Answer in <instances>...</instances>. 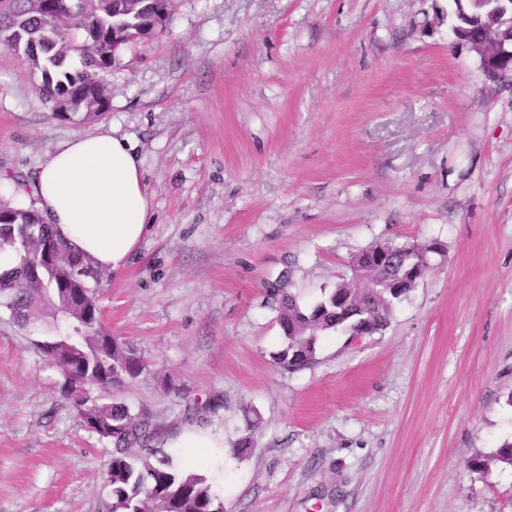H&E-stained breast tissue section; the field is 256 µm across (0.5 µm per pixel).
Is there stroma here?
I'll list each match as a JSON object with an SVG mask.
<instances>
[{
	"label": "stroma",
	"mask_w": 512,
	"mask_h": 512,
	"mask_svg": "<svg viewBox=\"0 0 512 512\" xmlns=\"http://www.w3.org/2000/svg\"><path fill=\"white\" fill-rule=\"evenodd\" d=\"M452 7L172 0L93 118L52 117L0 47L1 177L104 127L135 148L154 222L96 297L150 369L114 396L224 512H512V74L485 76ZM387 240L443 246L387 328L277 364L272 285L313 304ZM60 381L0 311V512H109L112 446Z\"/></svg>",
	"instance_id": "35a3bbf8"
}]
</instances>
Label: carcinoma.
<instances>
[{
	"label": "carcinoma",
	"mask_w": 512,
	"mask_h": 512,
	"mask_svg": "<svg viewBox=\"0 0 512 512\" xmlns=\"http://www.w3.org/2000/svg\"><path fill=\"white\" fill-rule=\"evenodd\" d=\"M45 7L34 9L29 0H8L0 7V30L15 35L10 51L23 57L42 73L36 86L37 98L53 109L56 98L78 96L82 105L101 111L105 95L95 100L87 90L103 87L100 74L112 69L116 60L113 44L125 39L124 29L147 30L151 18L171 14L170 0H152L149 9L139 12L131 2L120 15L112 16V2L103 0L94 8L99 20L88 28V18L69 14L65 0H42ZM457 24L494 20L488 8L471 0H453ZM79 66H69L72 55ZM393 264L382 275H373L375 288H352L336 284L330 293L310 307L301 306L283 288H272L277 298L278 320L283 332L279 364L299 368L315 360L320 338L339 329L356 335L357 329L336 313V295L346 296L360 315L371 319L378 330L386 328L396 297L382 284L387 277L401 276L410 265L414 245L387 243ZM11 254L15 264L0 271V304L9 310L12 322L28 330L40 325L43 339L34 346L50 365L61 371V397L70 404L88 427L112 444L107 483L112 487L111 512H224L223 502L206 478L174 466L172 459L150 446L153 432L141 412L102 394L135 382L149 365L134 345L113 336L104 326L92 285L99 283L102 271L83 264L80 301L69 305L65 322L58 311L66 305L70 260L77 257L48 224L22 206H0V254Z\"/></svg>",
	"instance_id": "1"
}]
</instances>
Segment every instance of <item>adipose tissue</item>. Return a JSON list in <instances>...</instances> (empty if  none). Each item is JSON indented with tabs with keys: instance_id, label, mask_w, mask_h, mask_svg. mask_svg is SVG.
I'll use <instances>...</instances> for the list:
<instances>
[{
	"instance_id": "obj_1",
	"label": "adipose tissue",
	"mask_w": 512,
	"mask_h": 512,
	"mask_svg": "<svg viewBox=\"0 0 512 512\" xmlns=\"http://www.w3.org/2000/svg\"><path fill=\"white\" fill-rule=\"evenodd\" d=\"M35 209L54 233L102 270H124L153 222L141 164L113 130L80 135L47 153Z\"/></svg>"
}]
</instances>
